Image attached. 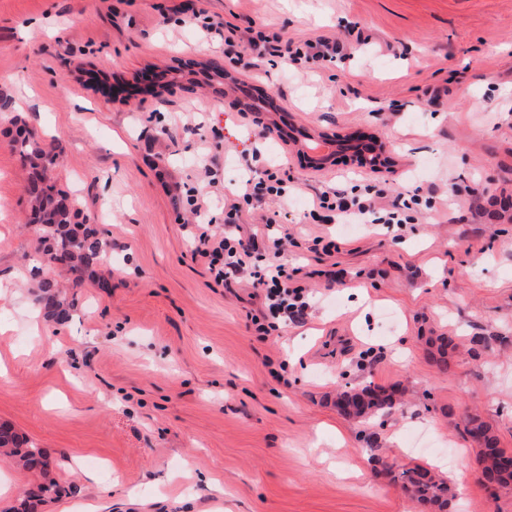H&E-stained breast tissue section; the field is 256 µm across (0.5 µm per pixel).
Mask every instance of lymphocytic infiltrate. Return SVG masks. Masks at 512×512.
Returning a JSON list of instances; mask_svg holds the SVG:
<instances>
[{"instance_id":"f902f5d3","label":"lymphocytic infiltrate","mask_w":512,"mask_h":512,"mask_svg":"<svg viewBox=\"0 0 512 512\" xmlns=\"http://www.w3.org/2000/svg\"><path fill=\"white\" fill-rule=\"evenodd\" d=\"M252 50L250 65L260 68L270 57L284 59L286 64L302 68L315 63L335 62L342 47L335 38L320 36L295 44H281L277 35L256 31L248 37ZM255 166L263 175L257 182H248L241 190L225 195L224 217H210L209 189L219 187L221 178L215 166H207L204 175L208 190H196L190 200L193 213L198 216L192 232V255L221 285L246 284L253 288L261 302V313L252 323L262 334L277 330L279 325L302 321L310 307L312 291L301 279V268L288 267L280 257L289 241L286 232L269 236L266 244H259L257 234L246 236L230 234V227L240 226L253 202L266 198L282 200L288 195V181L280 172L264 167L261 157H254ZM410 203L402 194L365 187L363 193L347 194L331 188L317 195L314 210L323 224L363 220L370 224H408L412 217Z\"/></svg>"}]
</instances>
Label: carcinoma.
I'll use <instances>...</instances> for the list:
<instances>
[{"mask_svg": "<svg viewBox=\"0 0 512 512\" xmlns=\"http://www.w3.org/2000/svg\"><path fill=\"white\" fill-rule=\"evenodd\" d=\"M15 148L31 169L29 192L32 194L33 216L48 209L55 196L56 186L50 183L42 188L38 183L48 180V172L55 164L56 155L44 143L23 131L17 132ZM44 243L45 258L54 259L59 254L69 256L67 268L78 273L93 266L107 251V241L99 235L93 224L76 226L68 217L53 222H38ZM37 302L43 306L44 314L51 320H60L69 315L71 308L60 286L52 278H44L37 284ZM436 347L433 356L442 372L450 368L449 358L457 349L453 336H437L429 340ZM396 406L395 391L382 386H365L340 392L336 407L348 417L368 424L379 415L390 413ZM466 433L477 445L478 459L482 466L481 476L488 487H512V451L500 446L499 436L477 414L467 418ZM0 452L19 457L22 466L36 471L41 481L30 486L25 498L32 506L43 499L53 487L49 478L48 464L43 452L29 448L11 428L0 426ZM396 478L403 488L418 502L431 505L445 512L452 497L451 487L443 477L425 465L416 464L402 469Z\"/></svg>", "mask_w": 512, "mask_h": 512, "instance_id": "cac0c4a2", "label": "carcinoma"}]
</instances>
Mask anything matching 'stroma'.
Returning <instances> with one entry per match:
<instances>
[{"mask_svg": "<svg viewBox=\"0 0 512 512\" xmlns=\"http://www.w3.org/2000/svg\"><path fill=\"white\" fill-rule=\"evenodd\" d=\"M282 41L325 35L349 56L236 78L273 94L283 130L231 108L208 66L224 43L200 17ZM449 93L433 98L437 88ZM84 107H77L76 99ZM512 0H0V424L40 448L58 488L37 512H432L392 472L465 471L447 512H512L490 495L465 420L512 449ZM50 144L49 176L98 218L108 289L42 254L17 129ZM299 139L377 135L392 165L319 170ZM288 171L267 200L305 266V323L259 335L249 288L214 283L192 257L187 202L218 164L224 196L256 178L252 153ZM416 194L413 223L316 225L312 199L365 185ZM337 250L313 247L314 236ZM64 286L68 320L44 319L40 275ZM455 336L440 372L425 340ZM492 337L479 359L473 335ZM392 387V413L363 425L336 394ZM376 433L377 448L364 436ZM38 475L0 453V512Z\"/></svg>", "mask_w": 512, "mask_h": 512, "instance_id": "obj_1", "label": "stroma"}]
</instances>
